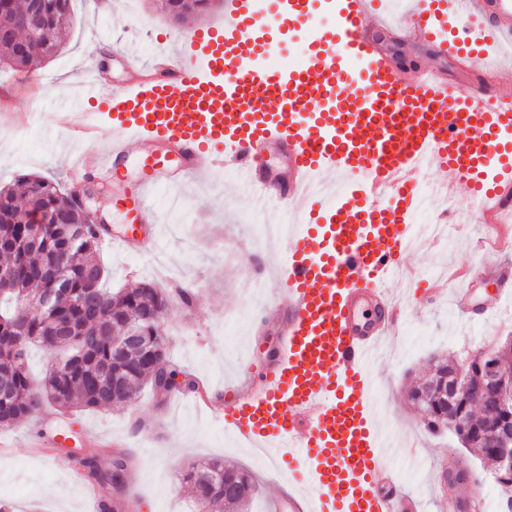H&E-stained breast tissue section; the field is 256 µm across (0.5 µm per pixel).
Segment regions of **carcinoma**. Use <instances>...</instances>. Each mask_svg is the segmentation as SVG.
<instances>
[{"label": "carcinoma", "instance_id": "1", "mask_svg": "<svg viewBox=\"0 0 512 512\" xmlns=\"http://www.w3.org/2000/svg\"><path fill=\"white\" fill-rule=\"evenodd\" d=\"M71 0H40L39 30L34 37L16 36L17 19L30 9V0H0V69L34 70L59 47L60 32L72 25ZM167 12L181 21L208 11L213 0H166ZM39 210L74 231L48 230L36 235L24 223ZM100 237L84 214L72 207L68 193L46 177L22 175L16 185L0 186V427L15 426L48 404L61 412L94 410L134 398L147 386L159 385L158 359L168 357V338L161 322L171 301L163 288L143 281L117 291L105 286L106 270L99 261ZM61 280L66 293L49 311L37 308V287ZM136 322L141 336L134 345L117 349L123 326ZM59 323L72 325L71 335L59 336ZM42 348L50 358L41 383L30 382V347ZM498 363L512 372V341L497 352L478 353L464 367L437 361L409 394L427 428L442 432L454 425L465 447L485 459L496 460L499 431L512 415L501 410L493 390L484 383L481 364ZM464 370L469 389L458 397L448 393V378ZM79 463L89 468L99 490L126 472L130 458L123 451L112 469L97 468L94 449ZM183 481L193 488L200 512H246L259 486L244 469L221 460L192 464Z\"/></svg>", "mask_w": 512, "mask_h": 512}]
</instances>
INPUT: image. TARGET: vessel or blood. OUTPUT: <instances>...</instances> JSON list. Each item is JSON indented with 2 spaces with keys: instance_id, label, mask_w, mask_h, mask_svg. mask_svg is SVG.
I'll return each mask as SVG.
<instances>
[{
  "instance_id": "vessel-or-blood-1",
  "label": "vessel or blood",
  "mask_w": 512,
  "mask_h": 512,
  "mask_svg": "<svg viewBox=\"0 0 512 512\" xmlns=\"http://www.w3.org/2000/svg\"><path fill=\"white\" fill-rule=\"evenodd\" d=\"M382 0H336V25L319 30L316 0H225L220 23L184 33L176 53L130 61L105 111L76 101L60 116L66 168L115 181V160L150 148L122 206L148 223L161 186L230 163L254 200L300 222L277 270L288 302L276 359L249 391L226 389L224 421L238 438L287 467L286 512H421L398 493L371 412L372 351L400 316L388 289L400 258L423 236L414 173L435 166L464 187L484 224L512 223V89L493 85L512 54V0H415L400 28L455 59L461 84L423 67L404 81L369 33ZM310 22L299 67L257 66ZM276 146L288 176L274 183L258 154Z\"/></svg>"
}]
</instances>
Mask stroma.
<instances>
[{
	"mask_svg": "<svg viewBox=\"0 0 512 512\" xmlns=\"http://www.w3.org/2000/svg\"><path fill=\"white\" fill-rule=\"evenodd\" d=\"M71 9V28L41 69L0 75L1 185L12 184L23 174L67 184L57 150L61 134L56 117L71 111L85 95V63L100 62L103 53H110L108 83L96 93L98 100H105L113 84L129 78L127 58L149 60L159 41L208 26L224 14L219 2L206 15L176 24L166 12L165 0H72ZM142 154L141 148H132L118 162L121 182L98 186L89 201L112 227V241L103 243L99 252L107 285L126 288L147 280L165 288L174 298L164 323L171 363L219 393L247 385L249 367L262 359L257 342H273L277 329L273 321L255 327L265 307L250 306L248 289L259 274L267 283L264 296L275 295L273 263L283 256L284 246L253 237L252 218L258 207L238 175L227 171L212 182L186 178L181 192L187 212L179 231L172 227L166 189L157 190L153 204L158 222L147 225L146 231L158 233L160 244L149 254L128 252L119 242L127 216L114 199L124 182L137 178ZM450 202L455 210L449 218L462 221V230L454 245L424 244L404 255L416 279L395 288L403 316L374 370L377 401L387 413L379 425L392 434L394 444L408 439L416 444V477L404 478L405 463L399 454L388 453L387 459L401 474L400 489L416 496L425 512H440L438 469L470 465L474 459L450 434L426 429L409 400V389L429 373L432 359L447 357L461 365L512 333V297L486 321L461 317L452 305L458 284L449 279V269L492 268L503 253L487 248L484 224L471 222L475 204L466 190L455 189ZM184 288L194 292L188 307L177 299ZM245 308L252 321L226 324L229 313ZM86 428L106 439L95 448L100 468L111 467L120 447L134 457L132 478L121 492L126 512H195L192 489L180 474L190 464L214 459L252 474L261 492L257 512H265L278 494L277 478L262 458L245 447H225L223 421L208 411H196L188 395L176 392L165 398L147 388L121 405L64 416L41 413L0 430V438L10 444L0 452V499L16 512H95L91 483L83 478L75 457L57 448L47 458L29 446L33 437L49 442L60 432L78 435Z\"/></svg>",
	"mask_w": 512,
	"mask_h": 512,
	"instance_id": "obj_1",
	"label": "stroma"
}]
</instances>
